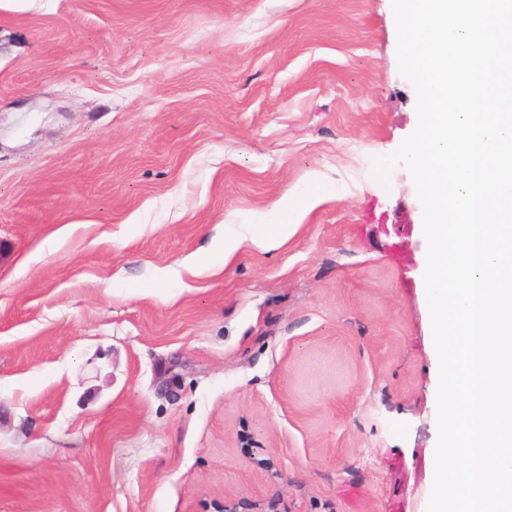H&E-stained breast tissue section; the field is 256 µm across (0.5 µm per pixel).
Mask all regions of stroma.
Wrapping results in <instances>:
<instances>
[{"label": "stroma", "instance_id": "obj_1", "mask_svg": "<svg viewBox=\"0 0 512 512\" xmlns=\"http://www.w3.org/2000/svg\"><path fill=\"white\" fill-rule=\"evenodd\" d=\"M397 44L392 0L0 8V512H423ZM310 191L284 247L196 269Z\"/></svg>", "mask_w": 512, "mask_h": 512}]
</instances>
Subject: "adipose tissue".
<instances>
[{
	"label": "adipose tissue",
	"mask_w": 512,
	"mask_h": 512,
	"mask_svg": "<svg viewBox=\"0 0 512 512\" xmlns=\"http://www.w3.org/2000/svg\"><path fill=\"white\" fill-rule=\"evenodd\" d=\"M277 208L282 220L277 224H263L251 234L229 233L224 238L213 242L209 256L201 259V267L221 271L236 255L244 244H252L263 251H272L285 245L298 230L297 219L302 208L300 200L282 197Z\"/></svg>",
	"instance_id": "obj_1"
}]
</instances>
